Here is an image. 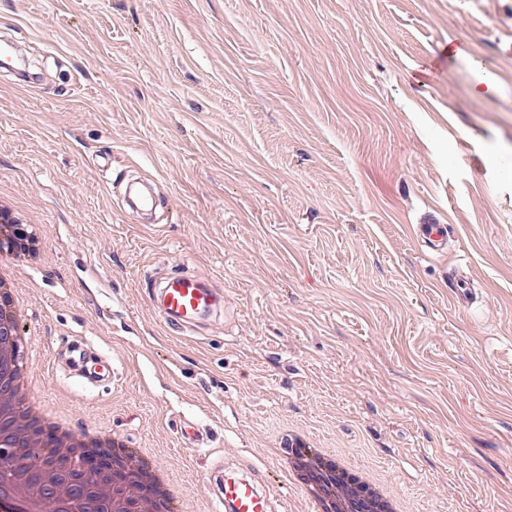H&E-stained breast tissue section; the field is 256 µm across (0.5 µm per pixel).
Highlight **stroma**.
Segmentation results:
<instances>
[{
    "instance_id": "35a3bbf8",
    "label": "stroma",
    "mask_w": 512,
    "mask_h": 512,
    "mask_svg": "<svg viewBox=\"0 0 512 512\" xmlns=\"http://www.w3.org/2000/svg\"><path fill=\"white\" fill-rule=\"evenodd\" d=\"M7 23L37 81L0 68V196L42 230L15 282L32 398L193 512L289 427L426 512H512V0H0ZM126 175L175 223L123 212ZM179 271L224 313L176 334L147 277ZM449 224H416L415 236L428 251L439 253L447 249Z\"/></svg>"
}]
</instances>
